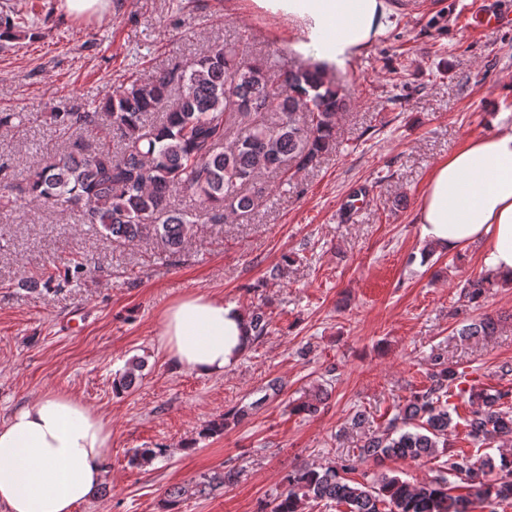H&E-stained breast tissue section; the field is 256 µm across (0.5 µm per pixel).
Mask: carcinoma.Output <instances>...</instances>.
Listing matches in <instances>:
<instances>
[{
  "mask_svg": "<svg viewBox=\"0 0 512 512\" xmlns=\"http://www.w3.org/2000/svg\"><path fill=\"white\" fill-rule=\"evenodd\" d=\"M345 108V96L318 64L285 71L273 80L266 62L216 45L188 72L174 65L146 82L131 80L109 96L100 112L53 113L65 134L107 121L116 145L101 142L87 150L76 141L70 151L50 157L21 181L10 177L9 165L1 163L0 213L13 212L25 201L50 203L78 210L83 223L100 226L114 240L156 237L177 253L199 221L222 224L226 211L248 215L256 195L243 193V188L262 172H277L290 161L298 171L316 165L332 149L336 119ZM155 112L162 113L160 122L146 127ZM233 113H270L275 119L254 122L231 138L228 118ZM179 193L197 198L201 211L176 207ZM89 272L87 262L76 261L64 268L63 280L78 282ZM493 284L487 274L469 279L468 296L478 298ZM249 328L258 339L267 334L269 320L254 311ZM494 330V320L486 316L462 326L458 335ZM144 368V359H128L115 376V390L133 387ZM426 379L428 386L411 392L383 428L366 435L359 460L377 467L392 459L433 461V477L411 483L381 472L357 482L347 478L355 467L345 461L320 470L300 466L286 475L269 512H305L322 502L343 506L346 512H471L476 500L512 504V455L477 459L464 450L448 453V397L457 388L458 372L436 354ZM511 397L509 391H470L473 407L463 418L467 437L488 447L511 439ZM165 452L138 449L129 464L141 466ZM238 474L235 469L215 472L203 486L222 487ZM451 476L466 481L467 494H453L457 486Z\"/></svg>",
  "mask_w": 512,
  "mask_h": 512,
  "instance_id": "carcinoma-1",
  "label": "carcinoma"
}]
</instances>
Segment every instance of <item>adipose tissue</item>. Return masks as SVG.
<instances>
[{
    "label": "adipose tissue",
    "mask_w": 512,
    "mask_h": 512,
    "mask_svg": "<svg viewBox=\"0 0 512 512\" xmlns=\"http://www.w3.org/2000/svg\"><path fill=\"white\" fill-rule=\"evenodd\" d=\"M287 16L292 49L331 70H347L391 23L386 0H254ZM416 222L448 251L482 244L485 262L512 282V125L467 138L436 164ZM159 343L173 362L200 376L234 368L250 344L242 307L206 293L171 303ZM112 423L79 397L47 392L0 423V512H74L103 482Z\"/></svg>",
    "instance_id": "1"
}]
</instances>
